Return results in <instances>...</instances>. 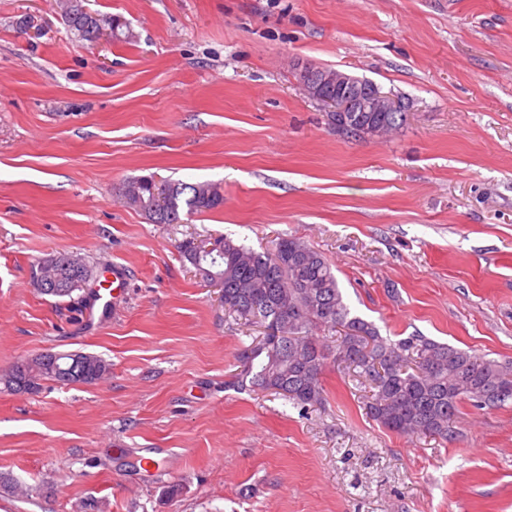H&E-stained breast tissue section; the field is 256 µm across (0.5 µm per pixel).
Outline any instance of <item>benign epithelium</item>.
<instances>
[{
  "instance_id": "obj_1",
  "label": "benign epithelium",
  "mask_w": 512,
  "mask_h": 512,
  "mask_svg": "<svg viewBox=\"0 0 512 512\" xmlns=\"http://www.w3.org/2000/svg\"><path fill=\"white\" fill-rule=\"evenodd\" d=\"M300 83L310 95L319 94L327 84L336 87V96L323 98L324 106L330 112L337 113L336 128L341 134L347 132L361 138L363 128L353 124L350 112H402L403 104L396 98L379 91L377 85L369 80H359L345 72L316 73L311 64L303 65Z\"/></svg>"
}]
</instances>
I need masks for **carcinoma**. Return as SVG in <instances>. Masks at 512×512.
<instances>
[{
  "label": "carcinoma",
  "mask_w": 512,
  "mask_h": 512,
  "mask_svg": "<svg viewBox=\"0 0 512 512\" xmlns=\"http://www.w3.org/2000/svg\"><path fill=\"white\" fill-rule=\"evenodd\" d=\"M57 0L67 27L82 41L94 43L99 28H109L122 39L121 23L94 19ZM356 120L393 131L403 125V112H357ZM152 176L132 178L123 185L126 206L153 224H180L182 216L202 214L224 206V188L213 182L195 184L159 181L166 187L165 206L155 205ZM218 248L207 255L196 252L193 240L179 244L182 256L209 282L224 281V311L237 320L259 324L269 333L238 356L241 379L251 387L275 393L296 405L315 407L325 401L323 383L328 359L371 381L374 391L366 414L383 428L404 436L448 438L459 405L474 400L502 406L511 394L498 393L499 384L512 385V367L468 350L422 336L397 342L379 335L369 322L351 314L335 274L321 253L294 237H281L273 252H258L220 236ZM64 254L42 258L34 274L37 290L60 301L86 303L82 294L93 278L88 264L75 270L64 264ZM339 332L336 345L328 336ZM54 361L36 358L13 381L0 376L7 391L32 393L41 382H61L74 353H53ZM84 373L67 379L95 384L110 372V363L93 353L81 355Z\"/></svg>",
  "instance_id": "cac0c4a2"
}]
</instances>
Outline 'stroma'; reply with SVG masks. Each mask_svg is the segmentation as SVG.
Returning a JSON list of instances; mask_svg holds the SVG:
<instances>
[{"instance_id": "stroma-1", "label": "stroma", "mask_w": 512, "mask_h": 512, "mask_svg": "<svg viewBox=\"0 0 512 512\" xmlns=\"http://www.w3.org/2000/svg\"><path fill=\"white\" fill-rule=\"evenodd\" d=\"M128 41L84 47L55 0H0V374L47 351L101 355L93 385L0 390V512H512V401H466L442 440L370 419L369 380L328 363L322 405L237 387L260 327L225 313L186 238L258 251L292 236L353 315L512 363V0H90ZM408 103L349 139L302 63ZM224 188L151 224L120 185ZM74 254L129 283L106 319L38 292ZM167 448L163 476L140 462Z\"/></svg>"}]
</instances>
